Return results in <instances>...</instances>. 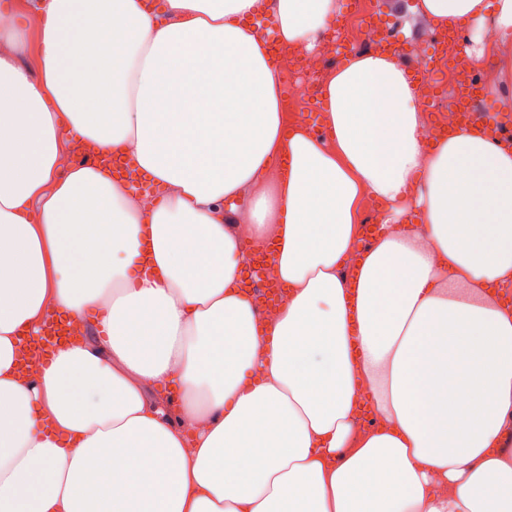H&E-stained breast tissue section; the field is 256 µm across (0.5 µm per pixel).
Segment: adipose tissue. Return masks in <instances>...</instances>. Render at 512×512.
I'll return each mask as SVG.
<instances>
[{
  "label": "adipose tissue",
  "instance_id": "adipose-tissue-1",
  "mask_svg": "<svg viewBox=\"0 0 512 512\" xmlns=\"http://www.w3.org/2000/svg\"><path fill=\"white\" fill-rule=\"evenodd\" d=\"M267 10L308 52L339 0H42L37 33L0 27V512H512V148L478 127L428 141L383 53L327 75L314 135L249 24ZM410 10L471 23L464 52L493 60L484 90L512 116V0ZM75 140L164 196L144 209L67 164ZM367 197L385 209L365 247ZM262 256L288 290L270 323L244 280ZM92 310L97 335L21 377L47 313Z\"/></svg>",
  "mask_w": 512,
  "mask_h": 512
}]
</instances>
